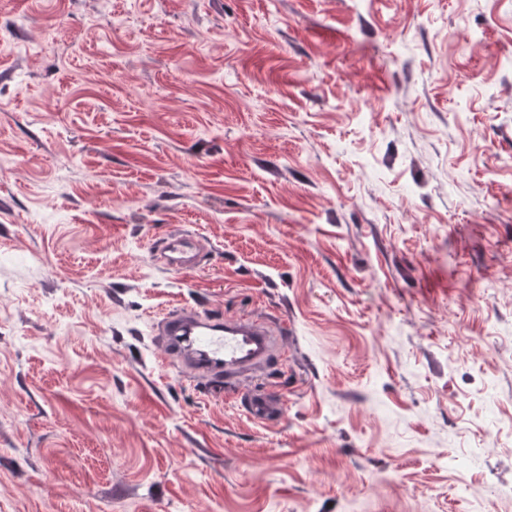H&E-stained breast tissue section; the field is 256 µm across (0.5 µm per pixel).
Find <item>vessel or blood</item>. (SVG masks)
<instances>
[{
	"label": "vessel or blood",
	"mask_w": 512,
	"mask_h": 512,
	"mask_svg": "<svg viewBox=\"0 0 512 512\" xmlns=\"http://www.w3.org/2000/svg\"><path fill=\"white\" fill-rule=\"evenodd\" d=\"M166 252L177 254L181 265L192 266L202 245L191 235L172 239ZM163 345L196 374L218 381L222 377L248 375L265 366L280 351V339L267 323L251 317L205 316L193 309L168 314L161 323ZM244 408L257 421L268 420L275 408L259 394H248Z\"/></svg>",
	"instance_id": "b4317fda"
}]
</instances>
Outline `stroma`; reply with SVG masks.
<instances>
[{
    "label": "stroma",
    "instance_id": "1",
    "mask_svg": "<svg viewBox=\"0 0 512 512\" xmlns=\"http://www.w3.org/2000/svg\"><path fill=\"white\" fill-rule=\"evenodd\" d=\"M185 307L284 351L166 363ZM492 483L512 0H0V512H512ZM165 252L177 253L178 262L190 268L201 255L202 245L194 236L182 235L169 241ZM244 408L247 414L257 421H266L275 412V407L266 397L255 393H247Z\"/></svg>",
    "mask_w": 512,
    "mask_h": 512
}]
</instances>
